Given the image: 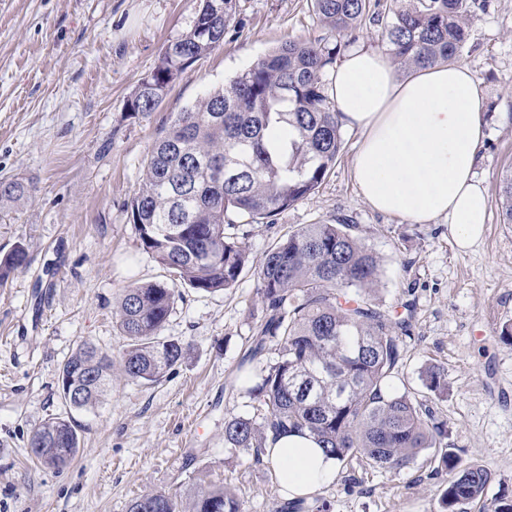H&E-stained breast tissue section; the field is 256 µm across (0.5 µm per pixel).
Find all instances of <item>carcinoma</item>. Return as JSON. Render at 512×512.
<instances>
[{
  "mask_svg": "<svg viewBox=\"0 0 512 512\" xmlns=\"http://www.w3.org/2000/svg\"><path fill=\"white\" fill-rule=\"evenodd\" d=\"M313 0L321 23L335 36L287 41L257 59L223 87L169 118L145 161L143 178L127 204L142 249L184 285L205 293L234 287L248 253L226 232L228 217L270 219L314 193L342 149L339 113L325 93L323 72L341 47L355 41L371 2ZM236 0H200L192 28L166 45L153 71L126 102L134 116L155 111L172 83L220 46L234 20ZM477 0H394L382 32L399 70L460 63ZM23 180L0 181V205L30 197ZM502 223L512 224V166L500 179ZM345 221L305 224L269 249L258 277L265 316L248 355L237 366L240 389L256 413L224 420V447L260 457L271 431L308 433L325 455L346 467L358 461L397 472L429 449L448 470L444 512L476 503L479 512H512V500H489V469L464 466L444 443L425 401L389 390L413 308L392 312L377 302L379 256L353 236ZM16 245L0 259V284L27 264ZM176 293L161 283L122 292L115 311L128 339L120 365L136 382L156 383L184 359L185 348L161 335ZM112 359L84 340L63 363L59 391L75 397L78 412L96 408L110 384ZM427 390L448 389L436 365L423 372ZM78 424L51 419L31 439V455L63 468L79 448ZM128 512H246L222 486L198 484L189 496L154 490L131 501Z\"/></svg>",
  "mask_w": 512,
  "mask_h": 512,
  "instance_id": "cac0c4a2",
  "label": "carcinoma"
}]
</instances>
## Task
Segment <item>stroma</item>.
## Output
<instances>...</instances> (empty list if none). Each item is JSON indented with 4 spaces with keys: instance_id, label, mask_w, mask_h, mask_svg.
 <instances>
[{
    "instance_id": "35a3bbf8",
    "label": "stroma",
    "mask_w": 512,
    "mask_h": 512,
    "mask_svg": "<svg viewBox=\"0 0 512 512\" xmlns=\"http://www.w3.org/2000/svg\"><path fill=\"white\" fill-rule=\"evenodd\" d=\"M199 0H0V180L21 178L31 199L0 208V257L18 243L26 268L0 285V512H127L151 490L187 493L195 478L224 482L247 512H276L267 463L224 447V420L253 414L229 381L264 316L257 293L266 251L306 224L347 219L380 256L379 298L413 300V334L392 379L427 395L462 464L489 469L488 497L512 499V224L498 206L512 163V0H486L469 24L462 63L486 95L478 173L487 189L481 240L463 251L445 224L372 210L358 193L359 131L343 129L335 168L273 221L237 226L249 253L237 285L203 293L180 285L139 246L127 204L166 120L281 43L328 37L313 0H236L221 45L188 68L154 112L127 116L129 94L169 42L192 26ZM163 283L178 297L164 336L186 353L161 382L124 377L127 339L113 316L123 288ZM89 340L114 358L112 390L73 413L59 392L63 362ZM443 367L448 392L422 373ZM76 416L80 448L65 468L35 463L30 442L48 419ZM310 499L331 512H440L448 473L430 453L409 467L341 469Z\"/></svg>"
}]
</instances>
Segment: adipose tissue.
Wrapping results in <instances>:
<instances>
[{"instance_id":"obj_1","label":"adipose tissue","mask_w":512,"mask_h":512,"mask_svg":"<svg viewBox=\"0 0 512 512\" xmlns=\"http://www.w3.org/2000/svg\"><path fill=\"white\" fill-rule=\"evenodd\" d=\"M328 95L341 121L363 134L354 179L373 210L416 224L444 221L462 250L482 237L487 196L476 164L485 97L465 67L403 78L385 55L358 48L331 72ZM265 457L289 500L313 497L339 474L334 458L297 433L269 436Z\"/></svg>"}]
</instances>
